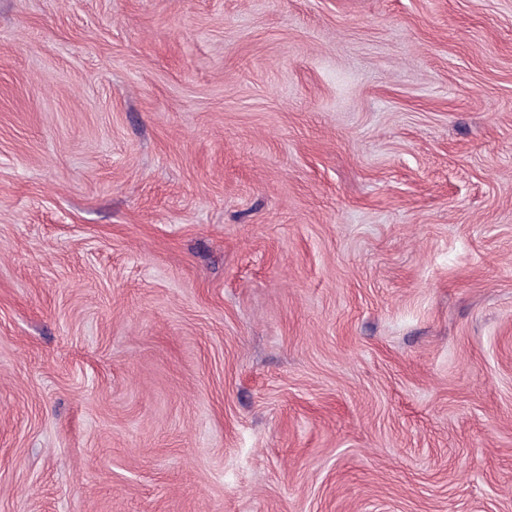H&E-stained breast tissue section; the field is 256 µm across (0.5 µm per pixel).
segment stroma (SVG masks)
I'll return each instance as SVG.
<instances>
[{"label":"stroma","mask_w":512,"mask_h":512,"mask_svg":"<svg viewBox=\"0 0 512 512\" xmlns=\"http://www.w3.org/2000/svg\"><path fill=\"white\" fill-rule=\"evenodd\" d=\"M0 512H512V0H0Z\"/></svg>","instance_id":"obj_1"}]
</instances>
